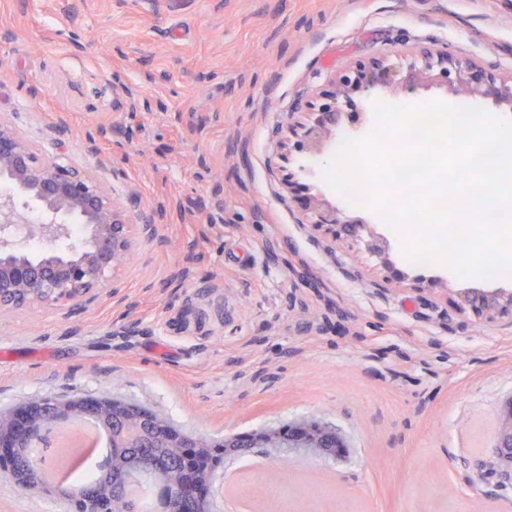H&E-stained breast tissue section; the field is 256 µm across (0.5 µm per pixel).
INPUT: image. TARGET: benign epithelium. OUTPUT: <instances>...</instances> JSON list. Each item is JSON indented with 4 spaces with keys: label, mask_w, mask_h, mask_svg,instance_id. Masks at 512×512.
I'll use <instances>...</instances> for the list:
<instances>
[{
    "label": "benign epithelium",
    "mask_w": 512,
    "mask_h": 512,
    "mask_svg": "<svg viewBox=\"0 0 512 512\" xmlns=\"http://www.w3.org/2000/svg\"><path fill=\"white\" fill-rule=\"evenodd\" d=\"M440 82L452 94L467 101L492 99L512 112V77L504 79L470 62L448 55H436L422 47L407 64L395 67L387 59L372 58L339 76L335 90L296 132L300 151L310 157L322 153L324 140L347 119L355 124L364 112L381 101V94L393 87L410 95L419 88ZM0 184L10 194L0 198V312L31 305L60 307L77 305L95 298L112 274L127 261L135 246V225L112 193L88 172L68 164L63 157L48 158L31 148L8 122L0 119ZM305 220L333 239L361 241L366 251L390 265L389 241L368 229L363 221L333 206L322 193L306 191ZM34 209L39 222L29 223L26 210ZM26 234L48 243L33 255L16 243L17 225ZM79 225L85 235L65 249L53 243L71 237ZM460 312L470 311L480 319L493 321L512 315V290L491 292L467 290L452 299ZM90 416L112 437L118 448H147L163 441L180 449L182 481L171 489L165 475L166 462L156 463V484L164 512H195L210 499L213 469L205 464L211 438L184 435L158 418L139 417L135 411L111 397H77L41 400L24 404L11 414H0V462L18 466L15 449L31 445L37 426L50 422ZM226 455L238 456L240 448H269L273 458L285 463L296 449L310 455L335 457L347 443L329 423L301 418L286 428L270 427L247 434L224 437ZM498 476L512 486V394L499 406L492 439ZM111 505L86 490L78 512H109Z\"/></svg>",
    "instance_id": "1"
}]
</instances>
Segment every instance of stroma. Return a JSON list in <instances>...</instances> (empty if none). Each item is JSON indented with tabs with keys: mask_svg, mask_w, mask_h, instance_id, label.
<instances>
[{
	"mask_svg": "<svg viewBox=\"0 0 512 512\" xmlns=\"http://www.w3.org/2000/svg\"><path fill=\"white\" fill-rule=\"evenodd\" d=\"M423 46L512 76V0H0V118L131 223L160 214L95 299L0 313V413L106 392L214 439L309 417L348 447L291 457L307 512H512L491 450L512 317L447 298L512 279L383 268L300 203L346 205L291 126L346 69ZM0 512L70 509L1 467Z\"/></svg>",
	"mask_w": 512,
	"mask_h": 512,
	"instance_id": "stroma-1",
	"label": "stroma"
}]
</instances>
